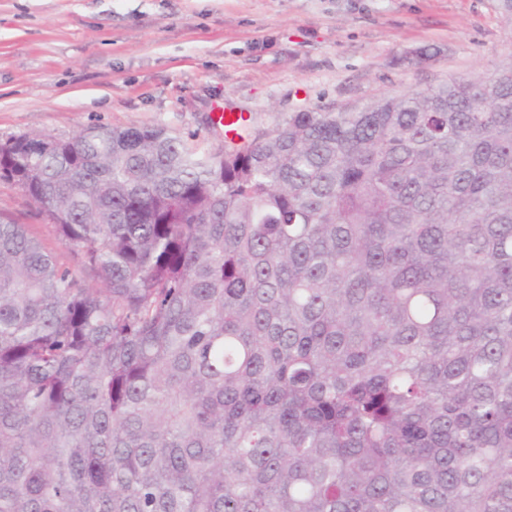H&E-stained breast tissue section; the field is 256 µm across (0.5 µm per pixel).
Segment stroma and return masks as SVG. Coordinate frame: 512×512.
<instances>
[{"label": "stroma", "instance_id": "stroma-1", "mask_svg": "<svg viewBox=\"0 0 512 512\" xmlns=\"http://www.w3.org/2000/svg\"><path fill=\"white\" fill-rule=\"evenodd\" d=\"M511 36L495 0H0V142L99 122L161 125L210 151L224 142L214 113L265 131L490 69ZM0 219L76 266L7 181Z\"/></svg>", "mask_w": 512, "mask_h": 512}]
</instances>
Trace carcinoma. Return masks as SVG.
Wrapping results in <instances>:
<instances>
[{
	"mask_svg": "<svg viewBox=\"0 0 512 512\" xmlns=\"http://www.w3.org/2000/svg\"><path fill=\"white\" fill-rule=\"evenodd\" d=\"M238 138L0 142V512H512V51ZM0 218L14 224H23L27 231L40 239L62 263L90 278V273L78 266L71 251L62 244L52 227L46 223L44 216L29 203L27 196L14 183L0 181Z\"/></svg>",
	"mask_w": 512,
	"mask_h": 512,
	"instance_id": "obj_1",
	"label": "carcinoma"
}]
</instances>
